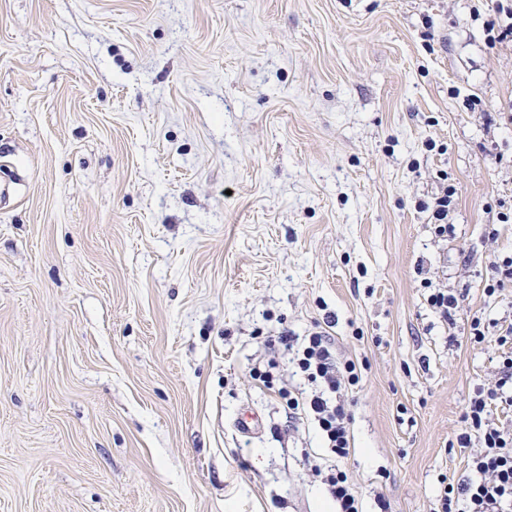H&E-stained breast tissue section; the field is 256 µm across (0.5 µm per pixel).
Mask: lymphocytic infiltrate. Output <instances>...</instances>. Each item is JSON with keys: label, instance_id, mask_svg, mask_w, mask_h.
<instances>
[{"label": "lymphocytic infiltrate", "instance_id": "f902f5d3", "mask_svg": "<svg viewBox=\"0 0 512 512\" xmlns=\"http://www.w3.org/2000/svg\"><path fill=\"white\" fill-rule=\"evenodd\" d=\"M292 331L284 329L271 337L270 348L291 353L296 371L316 388L308 395L289 398L290 418L313 417L323 440L337 458L350 453L352 417L340 392L356 385L359 374L354 361H338L327 331L311 333L303 346H296ZM501 349L494 385H477L461 414L459 447L470 448L472 439L481 446L470 457L471 476L454 484L440 479L431 512H512V426L496 421L497 410L512 408V324L496 338Z\"/></svg>", "mask_w": 512, "mask_h": 512}]
</instances>
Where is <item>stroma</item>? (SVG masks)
<instances>
[{
	"instance_id": "35a3bbf8",
	"label": "stroma",
	"mask_w": 512,
	"mask_h": 512,
	"mask_svg": "<svg viewBox=\"0 0 512 512\" xmlns=\"http://www.w3.org/2000/svg\"><path fill=\"white\" fill-rule=\"evenodd\" d=\"M477 0H0V512H429L500 350L512 42ZM436 150H427V142ZM456 188L454 235L429 213ZM459 295L453 322L430 288ZM351 451L250 375L326 319ZM251 410L263 427L240 433ZM497 13H504L506 18L510 20V22L506 24H499L498 22L492 21L488 24L487 27V35L490 44L501 43L505 40L512 41V4L511 6H505L503 4H499L497 8ZM490 270L484 288L486 294L493 296L505 288H512V253L495 256ZM325 484L336 503V512H363L361 496L345 471L337 469L327 474Z\"/></svg>"
}]
</instances>
